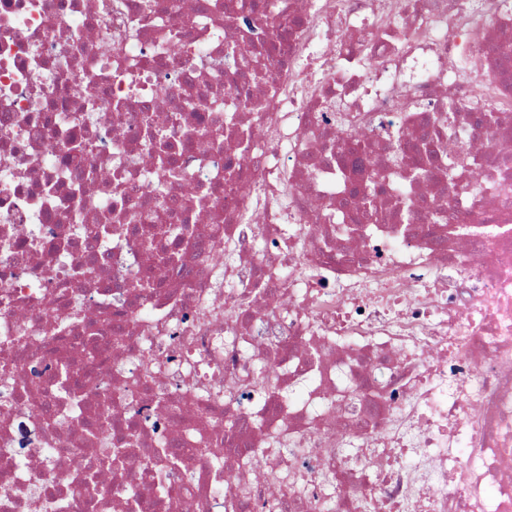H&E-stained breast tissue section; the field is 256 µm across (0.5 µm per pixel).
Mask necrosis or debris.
Listing matches in <instances>:
<instances>
[{"label": "necrosis or debris", "mask_w": 512, "mask_h": 512, "mask_svg": "<svg viewBox=\"0 0 512 512\" xmlns=\"http://www.w3.org/2000/svg\"><path fill=\"white\" fill-rule=\"evenodd\" d=\"M288 503L512 512V0H0V512Z\"/></svg>", "instance_id": "obj_1"}]
</instances>
